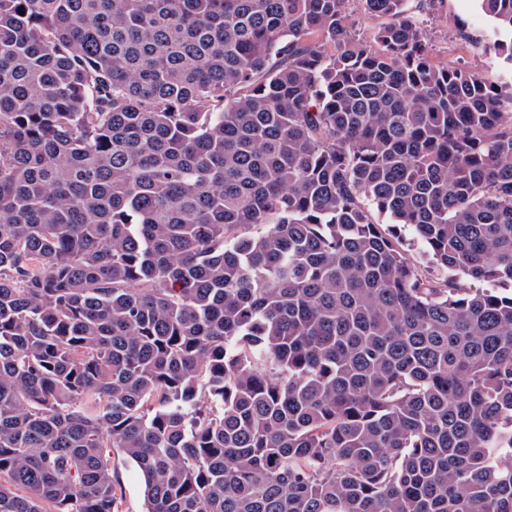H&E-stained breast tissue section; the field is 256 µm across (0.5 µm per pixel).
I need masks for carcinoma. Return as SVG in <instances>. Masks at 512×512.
<instances>
[{
  "mask_svg": "<svg viewBox=\"0 0 512 512\" xmlns=\"http://www.w3.org/2000/svg\"><path fill=\"white\" fill-rule=\"evenodd\" d=\"M347 2L0 0V512H512V90ZM349 21L360 36L369 37L380 26L383 19L369 16L363 10L362 5L354 0L348 5ZM112 470L122 490L121 512L145 511L144 484L135 465L120 451L112 450Z\"/></svg>",
  "mask_w": 512,
  "mask_h": 512,
  "instance_id": "cac0c4a2",
  "label": "carcinoma"
}]
</instances>
